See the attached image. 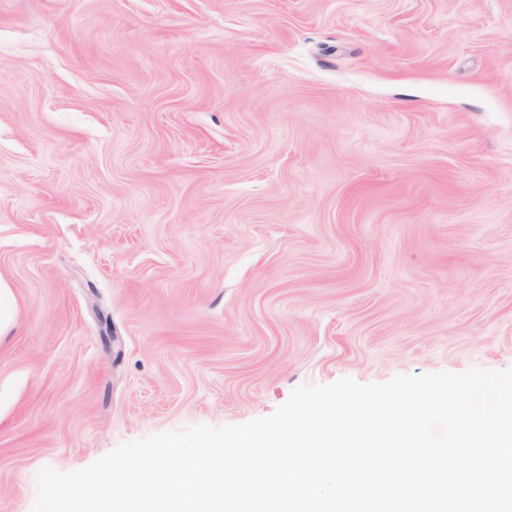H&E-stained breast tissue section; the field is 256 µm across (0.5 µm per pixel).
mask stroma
<instances>
[{"label": "stroma", "mask_w": 512, "mask_h": 512, "mask_svg": "<svg viewBox=\"0 0 512 512\" xmlns=\"http://www.w3.org/2000/svg\"><path fill=\"white\" fill-rule=\"evenodd\" d=\"M0 512L302 384L512 368V0H0ZM15 308V297L10 284L0 277V335L10 326Z\"/></svg>", "instance_id": "stroma-1"}]
</instances>
